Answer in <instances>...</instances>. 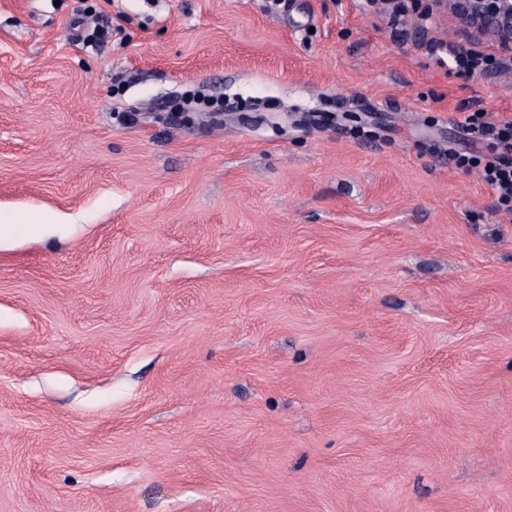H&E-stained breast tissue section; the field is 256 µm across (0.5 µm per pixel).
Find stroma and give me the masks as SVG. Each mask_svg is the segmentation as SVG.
I'll list each match as a JSON object with an SVG mask.
<instances>
[{
    "instance_id": "stroma-1",
    "label": "stroma",
    "mask_w": 512,
    "mask_h": 512,
    "mask_svg": "<svg viewBox=\"0 0 512 512\" xmlns=\"http://www.w3.org/2000/svg\"><path fill=\"white\" fill-rule=\"evenodd\" d=\"M501 59L432 0H0V211L56 227L0 244V512H512V212L452 157Z\"/></svg>"
}]
</instances>
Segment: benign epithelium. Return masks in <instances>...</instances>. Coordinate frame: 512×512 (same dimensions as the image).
Returning <instances> with one entry per match:
<instances>
[{
    "label": "benign epithelium",
    "instance_id": "1",
    "mask_svg": "<svg viewBox=\"0 0 512 512\" xmlns=\"http://www.w3.org/2000/svg\"><path fill=\"white\" fill-rule=\"evenodd\" d=\"M449 6L459 28L490 35L512 55V0H434Z\"/></svg>",
    "mask_w": 512,
    "mask_h": 512
}]
</instances>
